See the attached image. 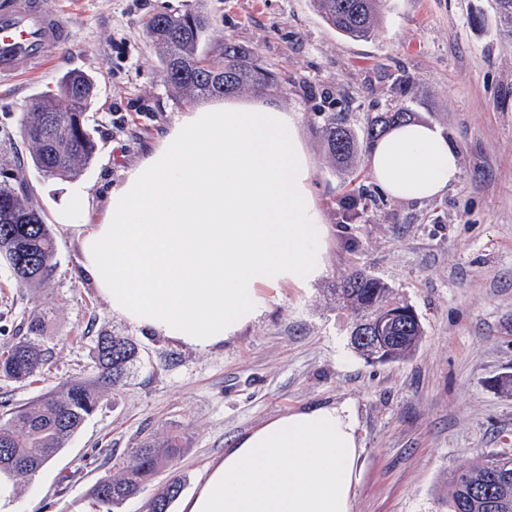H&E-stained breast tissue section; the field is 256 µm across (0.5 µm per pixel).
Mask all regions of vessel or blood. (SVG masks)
<instances>
[{
  "label": "vessel or blood",
  "instance_id": "1",
  "mask_svg": "<svg viewBox=\"0 0 512 512\" xmlns=\"http://www.w3.org/2000/svg\"><path fill=\"white\" fill-rule=\"evenodd\" d=\"M72 31L49 0H0V81L21 67L52 64Z\"/></svg>",
  "mask_w": 512,
  "mask_h": 512
}]
</instances>
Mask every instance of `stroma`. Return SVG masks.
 I'll return each mask as SVG.
<instances>
[{"label": "stroma", "instance_id": "1", "mask_svg": "<svg viewBox=\"0 0 512 512\" xmlns=\"http://www.w3.org/2000/svg\"><path fill=\"white\" fill-rule=\"evenodd\" d=\"M73 40L41 71L0 84V173L28 185L57 243L52 281L19 285L0 260V350L33 314L46 318L50 370L0 379V401L22 405L45 388L93 377L102 332L132 337L140 358L66 448L26 484L9 512H94L91 488L121 473L143 435L182 441L176 471L160 472L119 512H147L178 475L183 496L205 481L233 440L270 418L312 405L354 404L361 453L352 512H450L452 473L512 449V37L495 0H387L379 28L353 41L329 29L312 0H206L209 55L232 42L277 76L265 91L294 112L315 165L313 196L330 229L323 277L309 288L267 291L268 310L206 352L145 332L113 314L76 270L74 233L54 222L72 184L85 186L99 220L108 189L199 102L176 95L157 71L146 18L196 0H51ZM95 81L87 115L96 153L75 180L45 176L25 152L21 118L31 96L67 72ZM406 109L457 143L459 183L422 203L385 198L367 165L373 116ZM344 116L361 139L347 166L329 157L322 127ZM357 268L394 288L425 334L409 358L371 364L350 346L351 311L334 290Z\"/></svg>", "mask_w": 512, "mask_h": 512}]
</instances>
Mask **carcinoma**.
<instances>
[{
  "instance_id": "cac0c4a2",
  "label": "carcinoma",
  "mask_w": 512,
  "mask_h": 512,
  "mask_svg": "<svg viewBox=\"0 0 512 512\" xmlns=\"http://www.w3.org/2000/svg\"><path fill=\"white\" fill-rule=\"evenodd\" d=\"M325 23L337 33L354 40L374 36L384 0H312ZM211 27L201 10L158 13L148 19L146 28L156 50L158 73L178 94L190 98H214L243 91L263 92L273 86L272 73L238 45L224 43V52L213 66L224 75L205 70L202 63L209 55L201 43ZM94 81L81 72H68L59 81L57 91L39 92L24 112L21 131L28 146L32 165L55 178H71L90 163L96 142L86 122V111L94 94ZM407 113L381 112L368 128L376 138L389 126L405 120ZM329 153L339 163L347 161L359 142L345 118L330 114L323 128ZM56 240L43 211L28 195L24 183L0 181V259L9 265L21 285H44L51 281L57 262ZM337 304L350 309L361 320L379 327L377 336H389L382 322L392 313L403 311L404 322L398 329V341L389 340L373 349L357 345L354 350L372 363H393L415 352L422 336L420 320L409 315L412 307L400 301L396 289L361 270L351 272L335 289ZM42 320L29 319L18 340L0 352V378L25 381L44 374L50 362V350L41 344ZM97 370L94 377H74L47 391L32 402L9 407L0 402V482L12 486L25 484L51 461L100 400L125 378L127 369L138 360V347L127 336L104 333L97 336L93 348ZM181 439L165 441L145 439L134 449V463L121 476L102 477L91 496L98 512H117L126 500L152 481L163 468L176 465ZM452 512H491L489 503H497L496 512H512V454L485 457L472 467L451 477ZM182 490L179 478L170 480L148 504V512H170L172 502Z\"/></svg>"
}]
</instances>
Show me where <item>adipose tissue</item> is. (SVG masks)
<instances>
[{
  "label": "adipose tissue",
  "mask_w": 512,
  "mask_h": 512,
  "mask_svg": "<svg viewBox=\"0 0 512 512\" xmlns=\"http://www.w3.org/2000/svg\"><path fill=\"white\" fill-rule=\"evenodd\" d=\"M390 198L424 202L461 176L456 145L405 122L370 146ZM314 165L294 113L227 99L178 117L109 195L99 223L83 186L54 214L76 231L77 275L112 311L200 351L267 308L266 290L307 288L324 272L329 235L312 193ZM352 404L311 406L241 435L183 512H351L360 442Z\"/></svg>",
  "instance_id": "obj_1"
}]
</instances>
